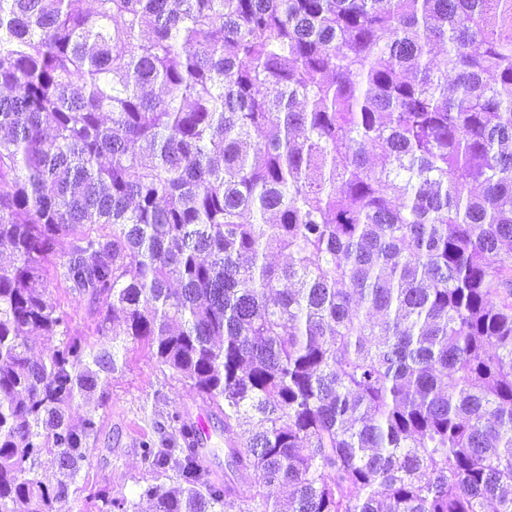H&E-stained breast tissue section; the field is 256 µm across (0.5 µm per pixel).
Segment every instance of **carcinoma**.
Instances as JSON below:
<instances>
[{
	"label": "carcinoma",
	"instance_id": "cac0c4a2",
	"mask_svg": "<svg viewBox=\"0 0 512 512\" xmlns=\"http://www.w3.org/2000/svg\"><path fill=\"white\" fill-rule=\"evenodd\" d=\"M94 2L0 0V512L129 339L224 429L154 421L153 512H512V0ZM47 288L52 298L60 303L71 316V334L86 341L88 344H100L106 340L105 337L97 336L94 332V322L90 315L89 302L87 297L80 296L67 288L65 284L50 279Z\"/></svg>",
	"mask_w": 512,
	"mask_h": 512
}]
</instances>
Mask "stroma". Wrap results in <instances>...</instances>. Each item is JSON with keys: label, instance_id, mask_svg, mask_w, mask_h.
Instances as JSON below:
<instances>
[{"label": "stroma", "instance_id": "1", "mask_svg": "<svg viewBox=\"0 0 512 512\" xmlns=\"http://www.w3.org/2000/svg\"><path fill=\"white\" fill-rule=\"evenodd\" d=\"M47 286L53 299L70 314L73 337L100 343L87 298L53 279ZM99 390L104 404L95 412L99 432L90 462L77 477V493L61 504L60 512H97L103 499L122 496L138 502L140 512H150L149 501L140 497L142 489L150 484L172 485L174 478L150 470L141 458L139 443L152 435L159 414L174 409L192 418L208 414L213 464L215 469H223L221 422L211 417L208 402L161 366L144 344L127 341L117 371L102 381Z\"/></svg>", "mask_w": 512, "mask_h": 512}]
</instances>
